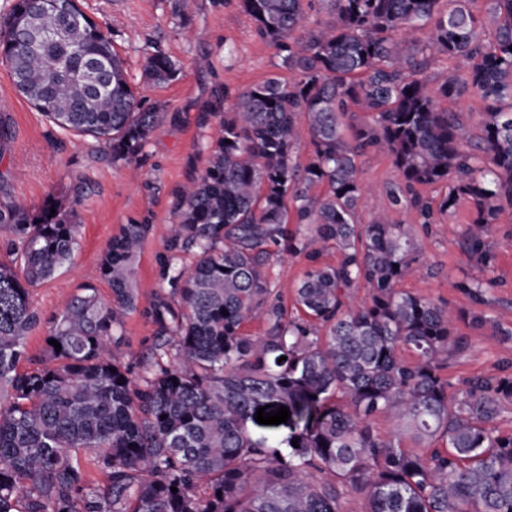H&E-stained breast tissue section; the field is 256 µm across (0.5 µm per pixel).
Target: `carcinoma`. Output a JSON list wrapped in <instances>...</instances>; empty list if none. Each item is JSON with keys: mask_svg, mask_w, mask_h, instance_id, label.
Returning a JSON list of instances; mask_svg holds the SVG:
<instances>
[{"mask_svg": "<svg viewBox=\"0 0 512 512\" xmlns=\"http://www.w3.org/2000/svg\"><path fill=\"white\" fill-rule=\"evenodd\" d=\"M326 2L335 20L308 28L304 0H240L295 77L240 95L203 172L176 193L163 291L147 312L157 343L140 372L113 362L111 348L137 309L149 225L124 224L106 246L112 300L84 288L50 327L61 350L26 368L40 322L29 289L71 261L78 226L50 203L37 214L0 206L12 235L0 262V512H342L351 492L363 512H512V434L496 427L512 375L472 377L452 396L441 376L470 346L457 323L490 319L399 287L421 247L384 214L359 223L356 165L387 152L404 181L392 205L424 224L469 199L465 250L486 270L483 235L512 209V0H488L492 43L473 0ZM436 59L448 66L432 91L424 72ZM0 62L52 128L94 137L114 162H134L162 116L138 99L111 37L78 0H13L0 16ZM180 74L160 49L146 54L147 81ZM468 90L487 102L477 134L439 106ZM352 105L371 121L347 132ZM304 130L313 153L300 167L292 151ZM442 182L437 209L413 192ZM314 243L342 260L309 254L295 288L307 319H290L268 262ZM360 283L369 297L354 306ZM253 320L262 335L246 333ZM274 402L291 412L284 452L245 426ZM380 416L395 423L387 438ZM82 458L106 474L104 487L87 486Z\"/></svg>", "mask_w": 512, "mask_h": 512, "instance_id": "obj_1", "label": "carcinoma"}]
</instances>
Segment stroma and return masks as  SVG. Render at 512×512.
<instances>
[{
	"mask_svg": "<svg viewBox=\"0 0 512 512\" xmlns=\"http://www.w3.org/2000/svg\"><path fill=\"white\" fill-rule=\"evenodd\" d=\"M80 4L123 56L138 98L162 104L163 116L136 162H116L92 138L53 131L0 63V116L9 129L7 140H0V205L22 199L37 211L52 202L78 226L72 263L30 291L41 317L27 339V351L35 358L45 356L52 319L81 285L96 286L100 298L110 300L111 289L100 275L102 253L122 225L149 221L136 261L138 309L125 320L123 344L112 351L117 363L137 371L155 342V327L145 312L162 288L158 261L166 252L174 194L204 170L211 138L239 94L271 78L292 80L294 73L283 65L281 53L256 34L239 0ZM155 47L181 66L177 81L161 86L144 82V56ZM357 165L366 188L359 209L362 223L388 213L409 225L422 246L420 270L403 281V289L457 312L486 314L500 329L495 336L459 322L471 347L449 357L443 377L456 389L470 377L497 376L503 367L512 368V214L490 225L484 237L490 262L486 285L476 298L464 287L473 263L462 247L474 217L471 203L460 200L447 215L423 224L413 211L392 207L388 193L402 177L387 153L368 152ZM308 265L303 252L271 257L270 275L285 306H292Z\"/></svg>",
	"mask_w": 512,
	"mask_h": 512,
	"instance_id": "obj_1",
	"label": "stroma"
}]
</instances>
